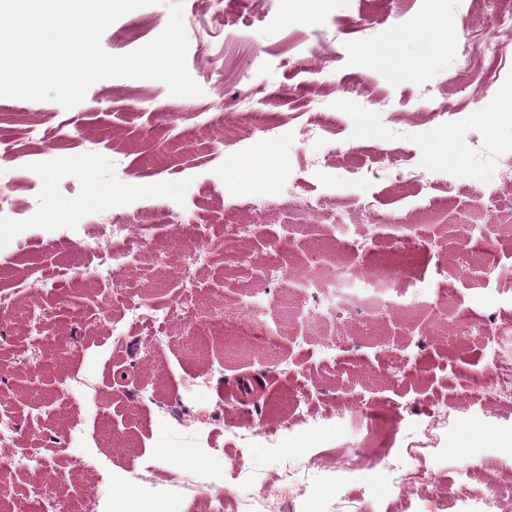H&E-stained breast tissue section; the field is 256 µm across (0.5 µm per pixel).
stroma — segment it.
<instances>
[{
    "instance_id": "35a3bbf8",
    "label": "stroma",
    "mask_w": 512,
    "mask_h": 512,
    "mask_svg": "<svg viewBox=\"0 0 512 512\" xmlns=\"http://www.w3.org/2000/svg\"><path fill=\"white\" fill-rule=\"evenodd\" d=\"M498 0H323L304 14L255 0L223 31L183 0L187 69L203 90L170 95L158 80L109 78L72 108L0 97V418L14 438L0 457L51 449L0 475V512L30 493L121 512H207L231 491L271 487L305 463L317 486L293 489L297 512H457L476 485H452L463 457L493 479L512 475V403L453 389L487 365L486 327H512V68L487 70L467 47L512 46L492 27ZM456 19L448 42L413 35L426 16ZM167 0L132 10L101 38L113 55L154 40ZM134 39L116 31L133 21ZM265 92L271 129L225 127ZM199 129L184 146L180 128ZM265 176L257 191L243 170ZM145 191L125 192L130 181ZM482 246L460 249L473 209ZM243 230L224 249L226 225ZM151 235L120 276L99 257ZM194 309L161 319L183 291L198 238ZM396 268L399 303L325 314L304 283L349 269ZM143 323L125 322L127 305ZM313 394L324 421L265 436ZM451 398L455 407L444 410ZM352 406L345 421L337 408ZM84 435L71 439L67 430ZM250 435L249 444L234 434ZM427 469L417 486L381 467L342 477L348 449ZM109 482H101L102 472Z\"/></svg>"
}]
</instances>
